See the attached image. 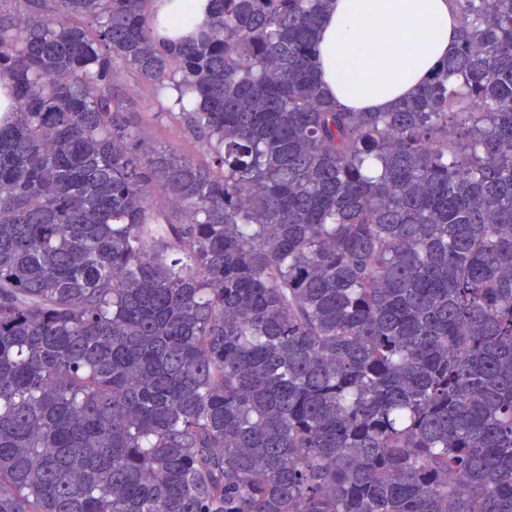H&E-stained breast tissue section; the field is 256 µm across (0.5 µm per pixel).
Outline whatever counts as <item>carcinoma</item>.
<instances>
[{
	"mask_svg": "<svg viewBox=\"0 0 512 512\" xmlns=\"http://www.w3.org/2000/svg\"><path fill=\"white\" fill-rule=\"evenodd\" d=\"M10 2L0 512H512V0L389 112L323 97L333 0ZM212 9L210 0H154L152 16L169 21L175 41L191 38ZM122 89L131 105V109L135 112H141V118L146 124L152 139L157 144L171 146L181 154L201 157L198 145L178 127L153 120L151 112H156V106L143 82L136 77H128L123 83Z\"/></svg>",
	"mask_w": 512,
	"mask_h": 512,
	"instance_id": "obj_1",
	"label": "carcinoma"
}]
</instances>
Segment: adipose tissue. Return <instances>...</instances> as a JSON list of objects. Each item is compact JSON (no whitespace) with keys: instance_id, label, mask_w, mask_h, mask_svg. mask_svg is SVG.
Listing matches in <instances>:
<instances>
[{"instance_id":"1","label":"adipose tissue","mask_w":512,"mask_h":512,"mask_svg":"<svg viewBox=\"0 0 512 512\" xmlns=\"http://www.w3.org/2000/svg\"><path fill=\"white\" fill-rule=\"evenodd\" d=\"M211 0H154L172 40L191 38ZM455 0H336L315 62L324 95L344 112H388L412 95L458 41Z\"/></svg>"}]
</instances>
